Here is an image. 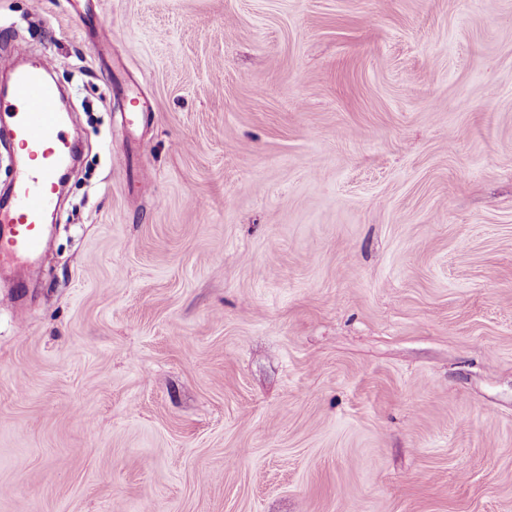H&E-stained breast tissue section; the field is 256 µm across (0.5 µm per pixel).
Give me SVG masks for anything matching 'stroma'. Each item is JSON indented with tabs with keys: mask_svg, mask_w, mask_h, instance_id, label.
I'll use <instances>...</instances> for the list:
<instances>
[{
	"mask_svg": "<svg viewBox=\"0 0 512 512\" xmlns=\"http://www.w3.org/2000/svg\"><path fill=\"white\" fill-rule=\"evenodd\" d=\"M19 46L82 157L0 512H512V0H0Z\"/></svg>",
	"mask_w": 512,
	"mask_h": 512,
	"instance_id": "obj_1",
	"label": "stroma"
}]
</instances>
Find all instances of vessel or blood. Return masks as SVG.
I'll list each match as a JSON object with an SVG mask.
<instances>
[{"mask_svg": "<svg viewBox=\"0 0 512 512\" xmlns=\"http://www.w3.org/2000/svg\"><path fill=\"white\" fill-rule=\"evenodd\" d=\"M47 64L15 71L0 98V123L8 124L24 151L9 195L0 201V263L32 267L46 245V214L58 206L59 174L73 159L60 115L59 92L46 77Z\"/></svg>", "mask_w": 512, "mask_h": 512, "instance_id": "obj_1", "label": "vessel or blood"}]
</instances>
